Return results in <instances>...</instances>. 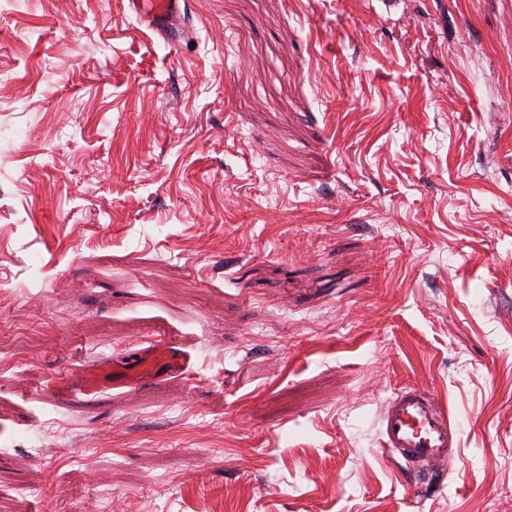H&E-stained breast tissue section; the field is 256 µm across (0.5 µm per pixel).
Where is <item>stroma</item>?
<instances>
[{"label": "stroma", "mask_w": 512, "mask_h": 512, "mask_svg": "<svg viewBox=\"0 0 512 512\" xmlns=\"http://www.w3.org/2000/svg\"><path fill=\"white\" fill-rule=\"evenodd\" d=\"M181 11L0 0V512H512V0ZM159 338L185 375L53 388ZM180 0H129L130 9L145 26L167 36L168 32L177 30L178 5ZM381 446L420 478H429L453 457L455 426L447 408L427 387L398 389L380 417Z\"/></svg>", "instance_id": "obj_1"}]
</instances>
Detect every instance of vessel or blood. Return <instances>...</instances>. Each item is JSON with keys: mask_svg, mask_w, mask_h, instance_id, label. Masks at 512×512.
Wrapping results in <instances>:
<instances>
[{"mask_svg": "<svg viewBox=\"0 0 512 512\" xmlns=\"http://www.w3.org/2000/svg\"><path fill=\"white\" fill-rule=\"evenodd\" d=\"M180 0H129L130 9L145 26L167 35L175 30ZM188 356L176 353L163 342L128 354L122 365L73 379H58L59 387L90 394L114 381L161 379L183 374ZM381 445L391 458L421 478H429L446 466L453 456L456 429L447 408L427 387H407L395 391L380 417Z\"/></svg>", "mask_w": 512, "mask_h": 512, "instance_id": "vessel-or-blood-1", "label": "vessel or blood"}]
</instances>
